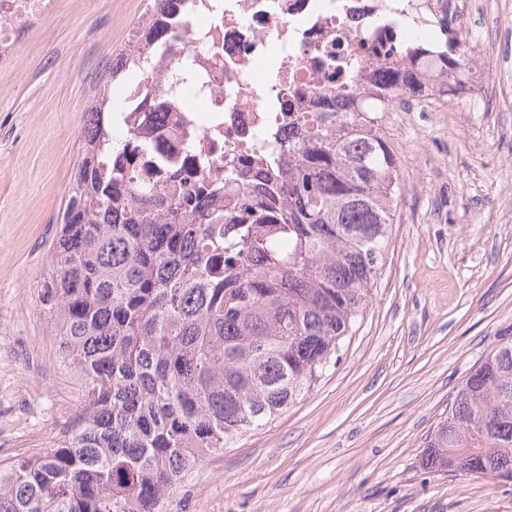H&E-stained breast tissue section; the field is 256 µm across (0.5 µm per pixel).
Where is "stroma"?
Listing matches in <instances>:
<instances>
[{
    "label": "stroma",
    "instance_id": "stroma-1",
    "mask_svg": "<svg viewBox=\"0 0 512 512\" xmlns=\"http://www.w3.org/2000/svg\"><path fill=\"white\" fill-rule=\"evenodd\" d=\"M486 124L448 106L386 113L402 173L373 302L339 362L272 425L187 480L186 512H512V481L423 468L427 435L512 341V86L498 69L512 0H479ZM150 0H62L0 76V461L56 447L82 385L38 289L105 62Z\"/></svg>",
    "mask_w": 512,
    "mask_h": 512
}]
</instances>
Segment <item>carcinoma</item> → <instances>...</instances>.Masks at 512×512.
I'll return each instance as SVG.
<instances>
[{
	"label": "carcinoma",
	"instance_id": "carcinoma-1",
	"mask_svg": "<svg viewBox=\"0 0 512 512\" xmlns=\"http://www.w3.org/2000/svg\"><path fill=\"white\" fill-rule=\"evenodd\" d=\"M153 0L145 51L119 50L92 102L80 160L49 249L40 303L61 358L83 384L79 418L57 447L0 463V512H183L186 477L302 399L371 301L401 172L384 113L416 97L448 102L466 76L455 0H436L428 38L399 61L370 39L328 59L335 92L291 118L295 140L259 180L230 172L193 188L139 180V128L112 137V83L134 69L122 111L194 78L164 76L182 22ZM423 466L512 479V342L496 347L426 438Z\"/></svg>",
	"mask_w": 512,
	"mask_h": 512
}]
</instances>
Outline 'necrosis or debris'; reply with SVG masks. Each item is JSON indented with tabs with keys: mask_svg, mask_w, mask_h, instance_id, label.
<instances>
[{
	"mask_svg": "<svg viewBox=\"0 0 512 512\" xmlns=\"http://www.w3.org/2000/svg\"><path fill=\"white\" fill-rule=\"evenodd\" d=\"M435 0H186L182 53L195 81L131 112L126 125L160 138L142 166L152 181L177 170L198 179L232 169L252 176L289 115L325 86L319 57L354 50L362 36L392 47L408 41L405 21L422 23ZM61 11V0H0V75L18 67L20 47Z\"/></svg>",
	"mask_w": 512,
	"mask_h": 512,
	"instance_id": "obj_1",
	"label": "necrosis or debris"
}]
</instances>
